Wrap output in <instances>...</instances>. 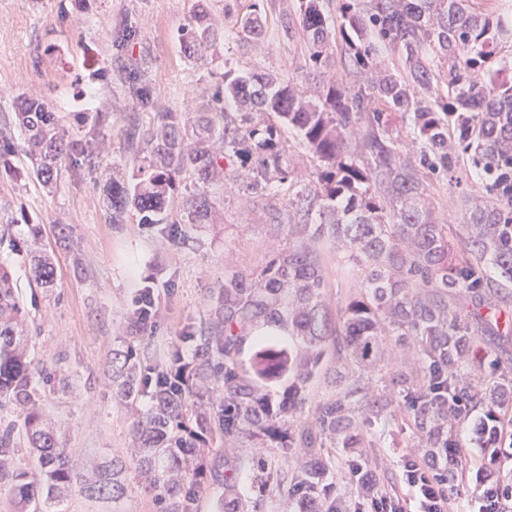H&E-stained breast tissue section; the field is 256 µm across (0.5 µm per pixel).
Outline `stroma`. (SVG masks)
<instances>
[{
    "label": "stroma",
    "mask_w": 512,
    "mask_h": 512,
    "mask_svg": "<svg viewBox=\"0 0 512 512\" xmlns=\"http://www.w3.org/2000/svg\"><path fill=\"white\" fill-rule=\"evenodd\" d=\"M196 5L197 0H0V130H14V101L23 92L47 99L67 135L88 129L86 113H105L96 131L104 146L102 162L129 175L134 162L127 133L151 120L131 99L125 73L132 63H139L161 107L191 120L214 104L228 67L294 76L315 92L317 78L302 69V42L288 39L283 30L296 20L299 0H209L219 27L225 13L245 15L261 8L263 34L256 42L218 40L203 59L191 61L173 34ZM129 21L137 36L119 56L112 36ZM246 179L241 171L233 180L203 186L212 201L206 223L176 224L167 232L140 223L133 212L124 223H108L102 205L105 180L98 172L62 166L50 193L25 174L0 179V225L9 232L0 243V266L14 276L38 360L62 361L68 371L66 382L46 387L39 404L60 425L73 459H100L131 446L134 411L113 397L109 379L115 341L130 342L146 367L164 362L177 349L191 355L183 337L207 319L210 295L223 283L225 271L259 267L287 247L286 236L270 224L264 200L243 190ZM62 224L73 229L74 249L58 242ZM34 228L54 259L56 287L50 293L35 284L26 256ZM142 288L153 289L161 310L154 322L135 331L131 300ZM477 344L479 373L486 382L512 373V335L482 333ZM482 418V408L472 407L458 429L467 456L459 512L480 494L474 459L492 455L475 433ZM357 425L368 447L318 451L330 466L337 494L349 498L355 488L344 477L348 461H360L380 481L393 484L402 451L416 445L402 394H388L381 417H361ZM152 510L134 482L119 503L89 499L76 487L62 507V512Z\"/></svg>",
    "instance_id": "obj_1"
}]
</instances>
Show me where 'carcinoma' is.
I'll return each mask as SVG.
<instances>
[{
  "instance_id": "1",
  "label": "carcinoma",
  "mask_w": 512,
  "mask_h": 512,
  "mask_svg": "<svg viewBox=\"0 0 512 512\" xmlns=\"http://www.w3.org/2000/svg\"><path fill=\"white\" fill-rule=\"evenodd\" d=\"M339 12L345 70L357 77L352 85L333 71L336 41L321 0H301L298 26L285 25L288 36L298 29L305 70L319 74L313 96L294 77L226 72L215 112L190 124L179 112L154 110V88L140 70L126 72L130 96L153 119L129 133L133 182L105 181L109 223H124L131 211L142 224H161L171 214L174 224L203 223L212 202L203 193L182 196L187 180L206 185L245 170L243 188L270 200L288 185L287 203L269 212L270 225L288 235V247L259 268L224 275L208 321L184 337L195 356L182 389L166 383L181 356L148 378L134 346L112 349L116 396L130 404L149 400L134 417L129 457L80 465L61 446L39 398L48 380L63 376L62 367L33 365L27 313L11 273L0 267V409L18 413L0 427V487L8 488L18 512H58L77 484L88 497L115 503L126 494L130 474L156 512H199L206 489L220 492L214 512H240V472L254 471L257 487L270 490L279 464L271 456L217 449L226 441L285 453L304 448L310 455L328 442L362 447L347 391L324 402L313 423H298L329 341L341 367L366 370L376 366L387 341L415 338L416 375L379 378L364 412L381 414L386 389H399L432 453L448 447L455 431L449 397L466 394L488 405L491 423L512 411V378L482 393L470 370L477 363L470 322L501 331L499 304L512 296V80L502 77L512 67V55L505 54L512 49V17L474 0H340ZM262 32L256 13L221 33L201 2L177 36L194 60L222 35L257 40ZM134 35L133 25L124 26L113 43L116 53ZM381 50L402 66H381ZM16 109L26 149L0 131V175L16 174L13 158L21 150L48 188L64 161L96 170L93 139L80 131L64 139L45 99L22 94ZM284 130L315 162L306 182L292 176ZM408 143L413 151L405 154ZM463 170L481 181L485 194L463 192L465 238L454 250L432 195L436 180L460 185ZM329 254L336 255L341 276L357 284L334 319L322 301ZM28 255L36 284L54 287L52 258L35 231ZM488 263L498 278L484 274ZM456 290L474 294L473 313L448 305ZM259 327L265 340L247 368L243 345ZM280 334L293 342L286 350L275 343ZM283 377L287 385L274 399L266 386ZM24 445L38 456L36 477L15 467ZM327 471L322 460L303 465L284 496L307 492L301 512H346L345 501L327 488Z\"/></svg>"
}]
</instances>
